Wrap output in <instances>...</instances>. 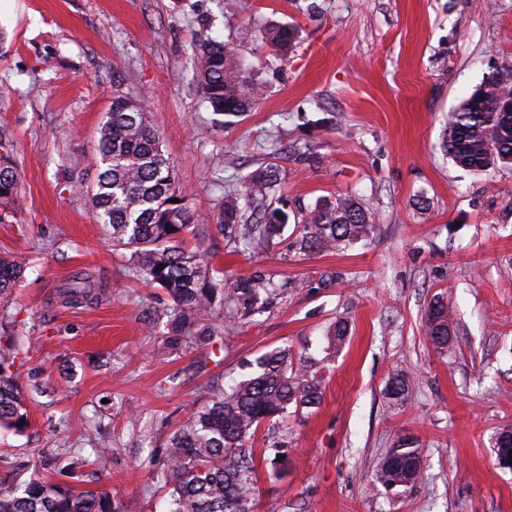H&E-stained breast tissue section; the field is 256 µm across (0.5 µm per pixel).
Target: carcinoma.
<instances>
[{
	"label": "carcinoma",
	"mask_w": 512,
	"mask_h": 512,
	"mask_svg": "<svg viewBox=\"0 0 512 512\" xmlns=\"http://www.w3.org/2000/svg\"><path fill=\"white\" fill-rule=\"evenodd\" d=\"M263 40L277 55L288 59L295 47V31L270 25ZM195 74L205 102L216 115L245 112L260 99L262 84L250 66L224 42L209 40L192 52ZM512 94V64L489 74L448 113L443 149L460 168L483 174L512 167V112L490 107L488 97ZM99 174L92 202L98 220L111 229L112 245L133 249L135 272L167 294L168 348L200 347L219 334L216 321L224 311V288L229 300L247 309L271 283L262 275L239 277L230 284L210 272L205 237H185L193 224L188 196L176 183L162 150L160 136L149 120L144 103L127 95L112 97L106 120L99 128ZM19 170L8 141L0 137V223L12 218L19 190ZM277 184L276 170L268 164L242 179L241 193L224 200L217 228L228 237L265 242L283 231L288 214L281 208L256 212L254 223H243L241 202L256 208L264 204ZM375 232V219L353 198L313 211L298 225L291 247L304 254L343 250ZM25 269L8 253H0V300L8 299L24 277ZM91 276L76 274L65 291L72 304L92 297ZM426 335L446 351L454 343L453 318L444 299L435 297L425 315ZM345 321L328 332L329 353L346 337ZM19 349L12 342L0 345V430L23 433L28 428L24 390L13 372ZM326 365L288 349H275L256 360V369L241 381L217 387L205 406L192 412L169 439L165 483L170 486L167 512H254L256 486L253 449L246 446L266 421L288 423V414L318 407L323 398ZM408 392L403 374L390 377L389 399L399 402ZM497 461L512 469V430L495 440ZM109 454L100 447L77 454L62 467L69 477L93 466L107 467ZM423 459L414 442L401 440L385 457L376 480L386 488L414 482ZM26 468L12 470L16 487L0 488V512H121L107 493L77 490L68 482L46 478L21 479Z\"/></svg>",
	"instance_id": "obj_1"
}]
</instances>
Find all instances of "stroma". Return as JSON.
I'll return each mask as SVG.
<instances>
[{
	"mask_svg": "<svg viewBox=\"0 0 512 512\" xmlns=\"http://www.w3.org/2000/svg\"><path fill=\"white\" fill-rule=\"evenodd\" d=\"M295 27L281 61L261 39ZM216 38L265 84L250 112L216 121L198 89L192 46ZM512 63V0H0V136L21 175L18 219L0 251L25 267L0 319L19 345L14 366L29 427L0 431V477L25 463L58 479L41 451L110 447L92 489L123 512H163L150 458L210 389L277 348L322 356L334 321L349 325L325 372L321 405L288 418L287 463L273 434L251 441L257 512H512V471L494 442L512 428V169L455 166L445 119L493 70ZM147 98L209 265L227 279L261 272L284 295L216 337L210 350L163 349L164 291L131 274L95 213L97 129L115 92ZM274 163L288 214L280 236L241 252L215 224L240 178ZM352 195L375 216L373 238L342 252L290 249L315 207ZM333 270L335 287L317 284ZM96 298L64 303L73 275ZM447 297L455 343L436 351L424 328ZM406 373L403 403L384 395ZM423 457L418 479L388 489L375 474L399 438Z\"/></svg>",
	"mask_w": 512,
	"mask_h": 512,
	"instance_id": "obj_1",
	"label": "stroma"
}]
</instances>
